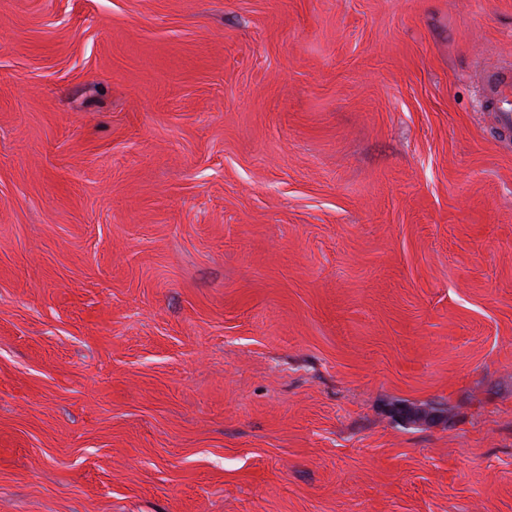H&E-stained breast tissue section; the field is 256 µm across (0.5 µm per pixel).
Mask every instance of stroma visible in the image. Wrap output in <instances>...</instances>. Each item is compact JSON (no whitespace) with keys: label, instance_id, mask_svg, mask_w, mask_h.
Wrapping results in <instances>:
<instances>
[{"label":"stroma","instance_id":"1","mask_svg":"<svg viewBox=\"0 0 512 512\" xmlns=\"http://www.w3.org/2000/svg\"><path fill=\"white\" fill-rule=\"evenodd\" d=\"M512 0H0V512H512ZM488 96L497 112H500L502 123L512 125V67L492 71L487 76Z\"/></svg>","mask_w":512,"mask_h":512}]
</instances>
